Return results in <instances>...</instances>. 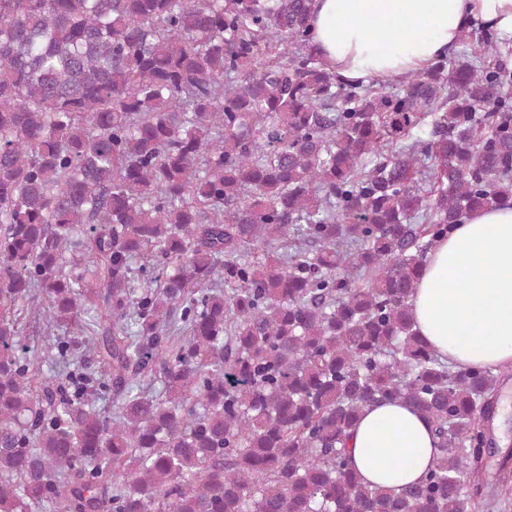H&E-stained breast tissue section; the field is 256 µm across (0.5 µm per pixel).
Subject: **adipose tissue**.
Wrapping results in <instances>:
<instances>
[{
    "instance_id": "ef3b65f1",
    "label": "adipose tissue",
    "mask_w": 512,
    "mask_h": 512,
    "mask_svg": "<svg viewBox=\"0 0 512 512\" xmlns=\"http://www.w3.org/2000/svg\"><path fill=\"white\" fill-rule=\"evenodd\" d=\"M482 23L512 43V0H315L313 42L349 79L424 70ZM415 328L460 367L512 365V208L472 212L429 255L411 299ZM352 467L385 488L417 483L436 459L428 422L405 403L367 407L348 441Z\"/></svg>"
}]
</instances>
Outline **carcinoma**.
<instances>
[{
	"label": "carcinoma",
	"instance_id": "carcinoma-1",
	"mask_svg": "<svg viewBox=\"0 0 512 512\" xmlns=\"http://www.w3.org/2000/svg\"><path fill=\"white\" fill-rule=\"evenodd\" d=\"M313 11L0 0V512L512 504L499 375L441 359L410 308L440 238L512 207V67L471 26L478 54L394 91L345 79ZM25 313L68 331L45 345L55 382L21 356ZM387 401L438 443L398 491L346 454Z\"/></svg>",
	"mask_w": 512,
	"mask_h": 512
}]
</instances>
